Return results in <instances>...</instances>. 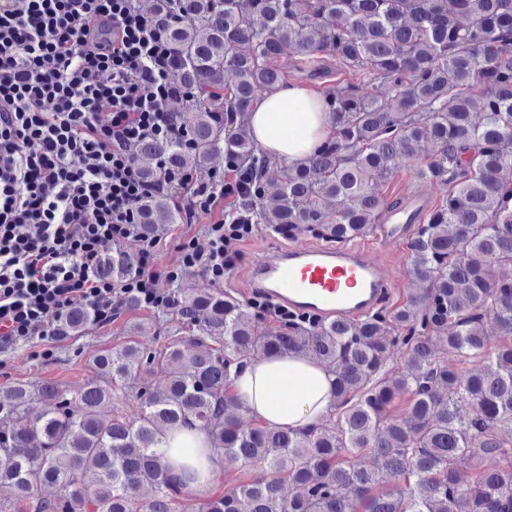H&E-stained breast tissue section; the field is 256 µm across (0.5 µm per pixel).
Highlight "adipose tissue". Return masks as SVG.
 Masks as SVG:
<instances>
[{
	"instance_id": "ef3b65f1",
	"label": "adipose tissue",
	"mask_w": 512,
	"mask_h": 512,
	"mask_svg": "<svg viewBox=\"0 0 512 512\" xmlns=\"http://www.w3.org/2000/svg\"><path fill=\"white\" fill-rule=\"evenodd\" d=\"M249 126L258 145L280 160L297 164L317 151L332 127V115L324 100L315 92L285 84L266 96L251 113ZM294 373L291 387L297 400L291 411L273 407V395L280 385L283 369ZM232 394L237 405L268 426L300 428L319 422L331 411L334 397L325 369L309 357L287 355L257 359L231 376ZM194 448L198 459L191 465L199 471L192 490L210 489L217 473L224 467L223 455L209 448L205 431L197 427H179L167 434L161 449L175 463H183V449Z\"/></svg>"
}]
</instances>
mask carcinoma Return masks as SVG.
Instances as JSON below:
<instances>
[{
  "label": "carcinoma",
  "instance_id": "carcinoma-1",
  "mask_svg": "<svg viewBox=\"0 0 512 512\" xmlns=\"http://www.w3.org/2000/svg\"><path fill=\"white\" fill-rule=\"evenodd\" d=\"M153 14L166 19L187 91L185 141L142 144L143 177L161 182L168 168L211 178L210 159L222 153L237 174L224 184L234 201L225 223L340 243L397 205L383 187L410 159L417 179L448 186L411 242L424 288L362 320L298 315L270 334L256 304L177 286L169 310L188 330L183 343L96 354V378L72 393L43 382L0 395V485L16 491L0 512H512V279L497 275L512 267V180L503 176L512 172V0H157ZM288 53L306 64L324 53L368 76L326 95L331 132L297 165L265 153L248 126L286 82L276 61ZM137 219L154 238L181 212L162 189L140 202ZM110 268L114 279L133 273L121 252ZM488 316L499 326L494 345ZM95 322L80 306L59 328L78 334ZM395 349L409 370L384 369ZM247 353L315 360L333 376L338 417L240 429L226 385ZM129 390L137 416L101 419V406ZM405 394L400 418L393 408ZM36 400L41 412L23 420ZM194 425L215 451L263 474L196 502L157 451L167 432ZM370 454L381 469L364 466ZM462 467L473 471L466 485ZM45 485L58 493L41 495Z\"/></svg>",
  "mask_w": 512,
  "mask_h": 512
}]
</instances>
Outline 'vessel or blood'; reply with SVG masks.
<instances>
[{
    "label": "vessel or blood",
    "mask_w": 512,
    "mask_h": 512,
    "mask_svg": "<svg viewBox=\"0 0 512 512\" xmlns=\"http://www.w3.org/2000/svg\"><path fill=\"white\" fill-rule=\"evenodd\" d=\"M428 201L409 195L390 210L378 227L379 244L408 238ZM251 286L272 302L295 312L346 320L371 310L385 292V267L359 246L308 247L283 245L257 260Z\"/></svg>",
    "instance_id": "vessel-or-blood-1"
}]
</instances>
